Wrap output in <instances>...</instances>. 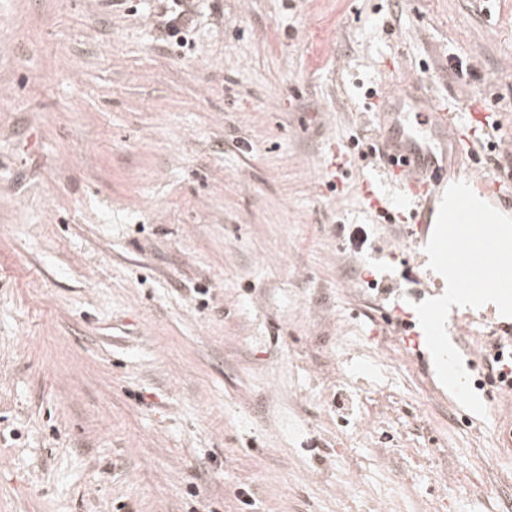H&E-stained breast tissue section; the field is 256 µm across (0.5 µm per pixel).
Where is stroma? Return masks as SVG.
<instances>
[{
	"label": "stroma",
	"mask_w": 512,
	"mask_h": 512,
	"mask_svg": "<svg viewBox=\"0 0 512 512\" xmlns=\"http://www.w3.org/2000/svg\"><path fill=\"white\" fill-rule=\"evenodd\" d=\"M161 8L0 0V512H512L352 148L407 75L511 136L512 0ZM185 9H181L180 11H176V8L173 10H162L159 13L158 20L156 23V27L165 34L166 41H170V39L176 38V44L179 47H184L187 44V39L184 37L178 38V35L183 33V30L187 29V24L189 23V18L186 17ZM185 44V45H184Z\"/></svg>",
	"instance_id": "1"
}]
</instances>
